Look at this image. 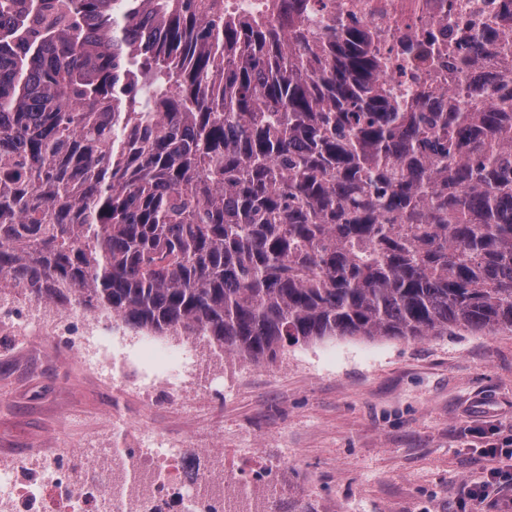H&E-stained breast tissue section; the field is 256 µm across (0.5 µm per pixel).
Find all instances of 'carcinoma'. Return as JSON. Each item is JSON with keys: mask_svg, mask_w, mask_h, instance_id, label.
Wrapping results in <instances>:
<instances>
[{"mask_svg": "<svg viewBox=\"0 0 512 512\" xmlns=\"http://www.w3.org/2000/svg\"><path fill=\"white\" fill-rule=\"evenodd\" d=\"M0 0V281L261 363L512 332V3L448 0L407 96L358 17Z\"/></svg>", "mask_w": 512, "mask_h": 512, "instance_id": "obj_1", "label": "carcinoma"}]
</instances>
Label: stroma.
Masks as SVG:
<instances>
[{"instance_id":"1","label":"stroma","mask_w":512,"mask_h":512,"mask_svg":"<svg viewBox=\"0 0 512 512\" xmlns=\"http://www.w3.org/2000/svg\"><path fill=\"white\" fill-rule=\"evenodd\" d=\"M158 341L223 374V400L191 379L186 404L145 409L136 390L99 381L48 337L4 343L0 451L118 447L146 424L283 465L284 500L316 512H448L464 483L501 465L478 448L512 442V333L333 338L260 364L192 336Z\"/></svg>"}]
</instances>
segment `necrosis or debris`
I'll use <instances>...</instances> for the list:
<instances>
[{"mask_svg": "<svg viewBox=\"0 0 512 512\" xmlns=\"http://www.w3.org/2000/svg\"><path fill=\"white\" fill-rule=\"evenodd\" d=\"M347 17L359 11L378 35L381 52L396 51L400 36L433 29L452 38L446 0H307L310 24L328 12ZM113 319L76 308L47 312L42 303L0 292V335L23 343L52 337L87 370L115 385L130 384L144 405L160 392L156 379L140 372L134 357L144 353L167 360L174 374L167 395L183 398L187 376L199 372L186 351L143 339L131 349L114 341ZM188 451L140 430L121 448L64 450L36 448L24 457H0V512H279V469L258 458L227 464L223 451L195 478L185 475Z\"/></svg>", "mask_w": 512, "mask_h": 512, "instance_id": "4bbe7bcc", "label": "necrosis or debris"}]
</instances>
